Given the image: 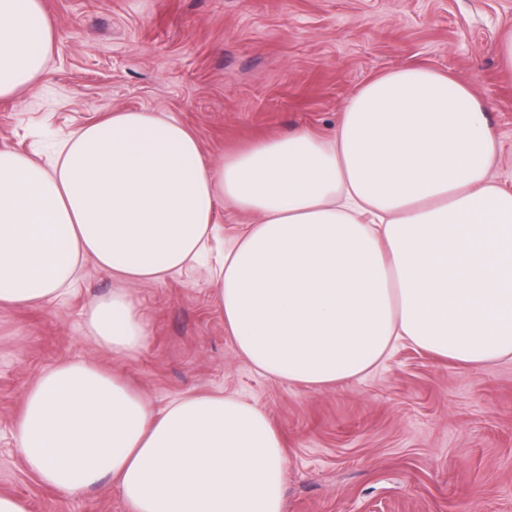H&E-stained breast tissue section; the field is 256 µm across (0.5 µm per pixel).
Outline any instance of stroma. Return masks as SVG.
Listing matches in <instances>:
<instances>
[{"label": "stroma", "mask_w": 512, "mask_h": 512, "mask_svg": "<svg viewBox=\"0 0 512 512\" xmlns=\"http://www.w3.org/2000/svg\"><path fill=\"white\" fill-rule=\"evenodd\" d=\"M54 27L36 90L0 101V150L47 160L70 132L119 110L163 112L209 157L302 130L333 137L351 95L403 66L449 74L483 101L512 191V73L498 60L512 0H43ZM217 251L131 285L147 326L132 359L101 348L91 303L117 283L86 259L75 289L0 308V494L29 512H128L112 480L69 495L43 485L14 436L45 370L91 361L155 412L187 395L257 405L287 452L284 512H512V361L474 369L404 342L374 371L324 387L241 358L224 330Z\"/></svg>", "instance_id": "1"}]
</instances>
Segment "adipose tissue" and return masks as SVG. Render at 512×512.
I'll list each match as a JSON object with an SVG mask.
<instances>
[{"label": "adipose tissue", "mask_w": 512, "mask_h": 512, "mask_svg": "<svg viewBox=\"0 0 512 512\" xmlns=\"http://www.w3.org/2000/svg\"><path fill=\"white\" fill-rule=\"evenodd\" d=\"M54 37L43 0H0V99L34 88ZM471 89L405 66L359 87L334 138L271 137L216 158L164 113L117 111L50 164L0 150V307H35L85 258L122 281L87 324L113 356L146 328L129 285L159 281L250 216L214 277L224 329L273 378L323 387L405 341L464 367L512 360V191ZM17 450L46 486L114 480L131 512H283L287 453L259 407L186 396L154 414L113 372L75 361L25 396ZM219 227L222 229L224 243L227 244L232 238L237 236L246 224L250 223V218L241 213L232 211H225L224 208H219L217 213Z\"/></svg>", "instance_id": "adipose-tissue-1"}]
</instances>
